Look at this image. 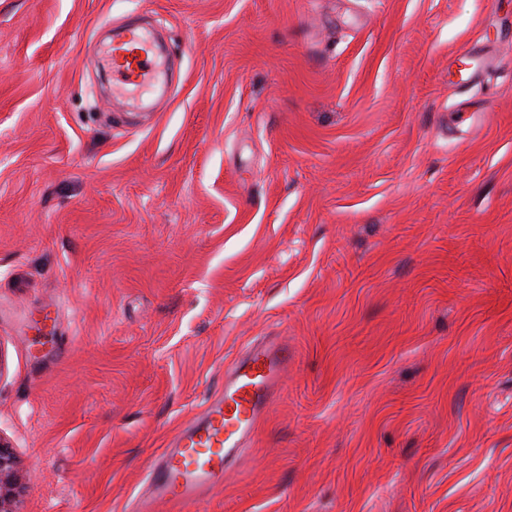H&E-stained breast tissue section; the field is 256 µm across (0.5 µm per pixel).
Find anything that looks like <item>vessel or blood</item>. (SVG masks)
I'll list each match as a JSON object with an SVG mask.
<instances>
[{
  "label": "vessel or blood",
  "instance_id": "vessel-or-blood-1",
  "mask_svg": "<svg viewBox=\"0 0 512 512\" xmlns=\"http://www.w3.org/2000/svg\"><path fill=\"white\" fill-rule=\"evenodd\" d=\"M119 59L112 71L136 88L158 85L163 62L153 50L149 31L113 35ZM291 353L278 336L250 343L224 372L223 389L207 401L201 414L179 428L151 464L148 499L139 512H152L164 501L169 512H191L223 484L226 474L252 446L260 423L280 390Z\"/></svg>",
  "mask_w": 512,
  "mask_h": 512
}]
</instances>
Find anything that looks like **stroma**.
<instances>
[{
	"instance_id": "35a3bbf8",
	"label": "stroma",
	"mask_w": 512,
	"mask_h": 512,
	"mask_svg": "<svg viewBox=\"0 0 512 512\" xmlns=\"http://www.w3.org/2000/svg\"><path fill=\"white\" fill-rule=\"evenodd\" d=\"M129 24L166 94L113 88ZM465 47L499 63L458 87ZM268 335L208 512H512V0H0L20 512H128Z\"/></svg>"
}]
</instances>
